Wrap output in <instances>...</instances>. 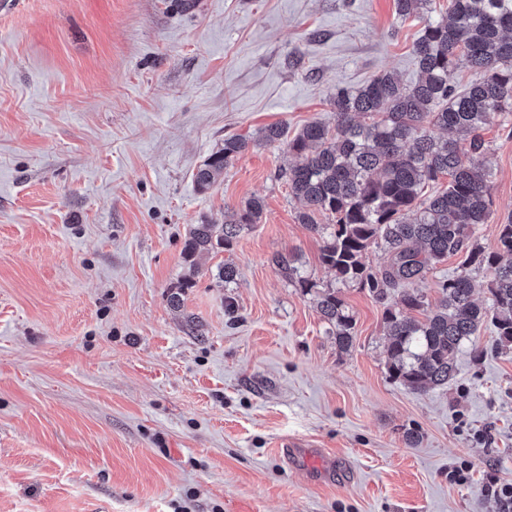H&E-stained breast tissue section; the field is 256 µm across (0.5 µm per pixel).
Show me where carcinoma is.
Instances as JSON below:
<instances>
[{
  "label": "carcinoma",
  "mask_w": 512,
  "mask_h": 512,
  "mask_svg": "<svg viewBox=\"0 0 512 512\" xmlns=\"http://www.w3.org/2000/svg\"><path fill=\"white\" fill-rule=\"evenodd\" d=\"M412 53L414 83L384 72L356 89L338 86L331 94L334 126L312 122L290 138L274 125L262 138L284 145L295 158L278 177L303 203L299 223L322 240L320 263L334 271L336 282L356 285L386 304L389 376L426 393L448 383L457 354L482 325L493 327L498 345H512V220L500 225L497 250L479 246L477 230L490 216L492 168L466 160L484 152L480 131L488 116L512 112V0H448ZM461 56L482 77L459 90L451 75ZM246 146L240 137L225 138L193 175L197 190H209ZM444 177L448 186L422 197L426 185ZM263 211V200L251 198L224 212L222 224L190 225L183 252L190 273L170 294L174 308L182 304V291L194 286L196 256L231 249ZM319 216L330 223H318ZM374 245L388 255L378 269L367 260ZM458 254L464 271L442 281L430 302L421 288L427 273ZM297 262L290 254L271 258L289 284L314 295L336 344L349 349L356 322L340 289L319 286ZM473 270L489 274L485 305L473 298ZM236 278L231 263L214 274L222 288Z\"/></svg>",
  "instance_id": "carcinoma-1"
}]
</instances>
